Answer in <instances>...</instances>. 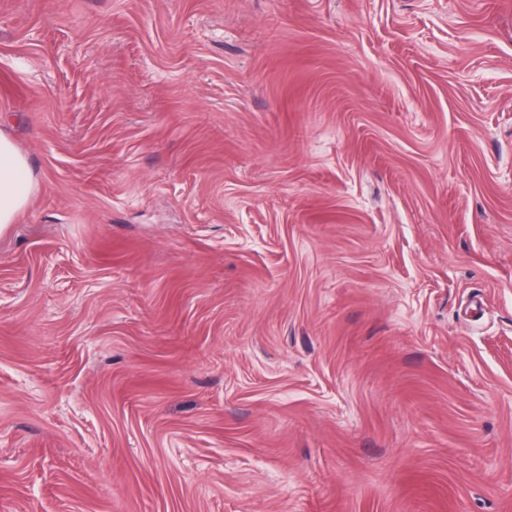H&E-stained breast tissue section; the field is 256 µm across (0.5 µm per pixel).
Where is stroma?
Listing matches in <instances>:
<instances>
[{"instance_id":"35a3bbf8","label":"stroma","mask_w":512,"mask_h":512,"mask_svg":"<svg viewBox=\"0 0 512 512\" xmlns=\"http://www.w3.org/2000/svg\"><path fill=\"white\" fill-rule=\"evenodd\" d=\"M0 512H512V0H0ZM36 189L28 157L0 131V231L13 224Z\"/></svg>"}]
</instances>
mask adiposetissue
<instances>
[{
    "mask_svg": "<svg viewBox=\"0 0 512 512\" xmlns=\"http://www.w3.org/2000/svg\"><path fill=\"white\" fill-rule=\"evenodd\" d=\"M36 189L28 157L0 132V231L14 223Z\"/></svg>",
    "mask_w": 512,
    "mask_h": 512,
    "instance_id": "1",
    "label": "adipose tissue"
}]
</instances>
